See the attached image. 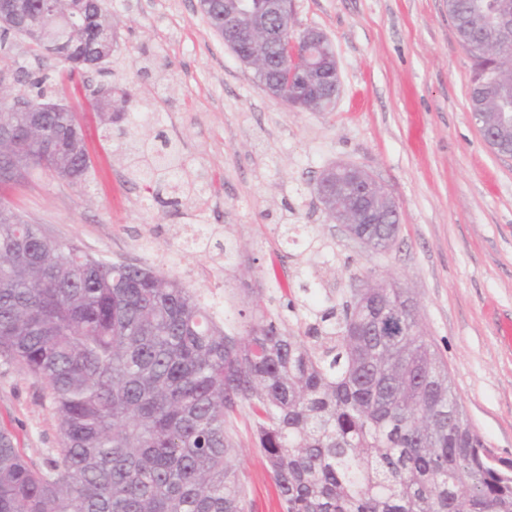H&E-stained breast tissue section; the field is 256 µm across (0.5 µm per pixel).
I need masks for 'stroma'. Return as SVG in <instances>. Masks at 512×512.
I'll return each instance as SVG.
<instances>
[{"instance_id": "35a3bbf8", "label": "stroma", "mask_w": 512, "mask_h": 512, "mask_svg": "<svg viewBox=\"0 0 512 512\" xmlns=\"http://www.w3.org/2000/svg\"><path fill=\"white\" fill-rule=\"evenodd\" d=\"M112 25L113 63L77 80L126 85L150 111L126 113L107 135L88 120L85 181L36 174L10 206L47 237L176 277L235 336L266 309L295 326L307 310L287 303L301 286L346 300L365 280H395L486 448L512 462V344L500 333L512 320V158L472 118V62L447 0H294V31H322L336 53L342 90L324 112L272 97L198 0H112ZM149 58L165 68L146 79ZM159 131L196 183L176 211L124 156L128 140ZM339 163L369 171L397 202L389 251L350 238L320 203L315 181ZM286 224L307 227L288 246ZM232 421L247 512H282L248 407ZM0 430L35 462L61 444L42 381L1 359Z\"/></svg>"}]
</instances>
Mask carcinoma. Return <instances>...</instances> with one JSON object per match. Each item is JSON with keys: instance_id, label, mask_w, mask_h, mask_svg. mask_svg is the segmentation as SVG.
I'll list each match as a JSON object with an SVG mask.
<instances>
[{"instance_id": "cac0c4a2", "label": "carcinoma", "mask_w": 512, "mask_h": 512, "mask_svg": "<svg viewBox=\"0 0 512 512\" xmlns=\"http://www.w3.org/2000/svg\"><path fill=\"white\" fill-rule=\"evenodd\" d=\"M485 0H448L458 40L472 60L469 97L492 122L497 102L479 81L512 43L474 52L488 25ZM42 0H0V48L24 37L15 13L41 19ZM73 15L67 58L55 63L72 81L85 60L107 48L112 0H52ZM223 25L224 0L201 5ZM277 48L256 43L251 56L270 67L260 80L280 85ZM307 82L290 89L298 108L327 110L336 77L323 52ZM493 91L512 94V65ZM0 170L21 155L26 175L0 178V194L36 172L80 183L90 168L78 113L1 112ZM136 176L162 188L169 204L193 180L179 148L159 134L132 141ZM368 228L388 247L392 222ZM395 313L398 336L386 335ZM262 312L244 336H229L176 278L144 265L113 262L52 240L39 225L0 206V357L43 381L61 447L30 461L0 430V512H246V491L229 427L251 409L283 512H512V463L490 460L461 410L448 367L423 336L415 304L382 279L350 299L328 297L296 331Z\"/></svg>"}]
</instances>
